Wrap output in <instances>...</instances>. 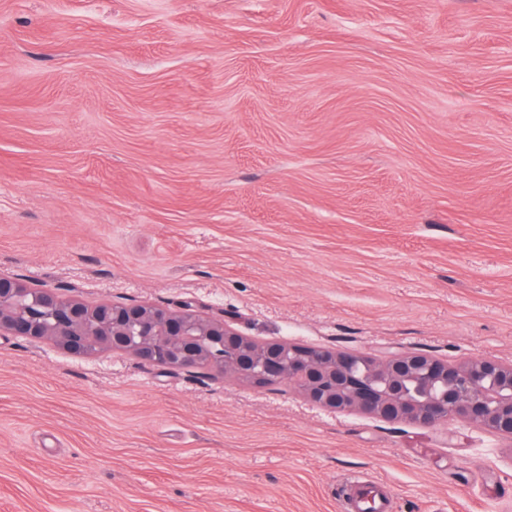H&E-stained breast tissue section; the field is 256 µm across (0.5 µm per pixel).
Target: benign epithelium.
Segmentation results:
<instances>
[{"instance_id":"benign-epithelium-1","label":"benign epithelium","mask_w":512,"mask_h":512,"mask_svg":"<svg viewBox=\"0 0 512 512\" xmlns=\"http://www.w3.org/2000/svg\"><path fill=\"white\" fill-rule=\"evenodd\" d=\"M2 333L48 339L77 357L110 350L175 369L202 364L259 386L286 382L338 412L422 427L464 421L512 439V363H450L419 350L371 357L262 341L198 314L189 302L173 310L149 302L64 300L54 288L0 274Z\"/></svg>"}]
</instances>
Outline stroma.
I'll use <instances>...</instances> for the list:
<instances>
[{"label": "stroma", "instance_id": "stroma-1", "mask_svg": "<svg viewBox=\"0 0 512 512\" xmlns=\"http://www.w3.org/2000/svg\"><path fill=\"white\" fill-rule=\"evenodd\" d=\"M0 273L258 340L512 363V0H0ZM512 512V440L0 335V512Z\"/></svg>", "mask_w": 512, "mask_h": 512}]
</instances>
